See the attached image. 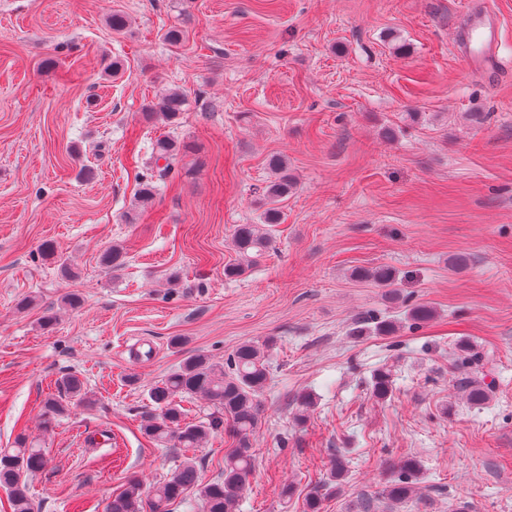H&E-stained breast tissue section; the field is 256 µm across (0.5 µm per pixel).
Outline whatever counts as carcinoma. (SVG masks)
<instances>
[{
    "instance_id": "obj_1",
    "label": "carcinoma",
    "mask_w": 512,
    "mask_h": 512,
    "mask_svg": "<svg viewBox=\"0 0 512 512\" xmlns=\"http://www.w3.org/2000/svg\"><path fill=\"white\" fill-rule=\"evenodd\" d=\"M186 99L177 90H168L149 106L150 115L166 123L174 122L183 111ZM155 161H164L158 168L159 178L172 173L177 164L180 145L169 137L157 139L152 146ZM274 178L263 190L266 208L260 224H238L233 234L234 250L240 262L224 269L228 277H240L253 263V257L268 250L272 244L271 225L280 222V203L295 187L288 174L284 157L268 159ZM354 277L379 286H395L393 271L384 266L354 272ZM269 343L244 342L230 354L226 363L213 361L204 354H191L182 359L176 370L155 381L148 395L153 412L144 419L143 430L155 441L172 444L174 448L201 447L213 434L228 431L236 445L224 457V473L211 483L203 484L194 459L186 458L160 482L150 498H144L141 482L134 476L127 479L125 489L112 497L106 512H171V505L198 496L202 512H238L249 475L252 473L256 450L251 436L261 419L262 398L271 378L267 358ZM394 381L386 370L377 369L372 375V394L385 400L393 393ZM462 398L473 407H480L490 399L491 384L486 377L473 376L458 387ZM187 398H199L207 404L210 413L201 421L186 419L181 403ZM91 405L83 380L72 372L58 380V394L44 403L42 429L52 431L57 418L71 405ZM48 465L44 449L24 437L15 447L0 450V487L9 491L14 512H34L27 495V481L34 473ZM402 473L384 489L385 498L394 506L402 507L417 497L415 480L420 464L407 459Z\"/></svg>"
}]
</instances>
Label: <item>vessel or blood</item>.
<instances>
[{"instance_id": "vessel-or-blood-1", "label": "vessel or blood", "mask_w": 512, "mask_h": 512, "mask_svg": "<svg viewBox=\"0 0 512 512\" xmlns=\"http://www.w3.org/2000/svg\"><path fill=\"white\" fill-rule=\"evenodd\" d=\"M453 41L467 72L491 76L502 70V25L483 0H473L462 15Z\"/></svg>"}]
</instances>
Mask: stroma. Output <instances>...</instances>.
I'll use <instances>...</instances> for the list:
<instances>
[{
  "instance_id": "stroma-1",
  "label": "stroma",
  "mask_w": 512,
  "mask_h": 512,
  "mask_svg": "<svg viewBox=\"0 0 512 512\" xmlns=\"http://www.w3.org/2000/svg\"><path fill=\"white\" fill-rule=\"evenodd\" d=\"M469 2L0 0V448H44L35 512H105L129 475L147 491L169 476L185 453L144 435L149 387L186 353L223 362L247 341L269 343L271 380L239 512H304L336 457L322 512H363L406 458L430 503L399 512H512V0H490L495 79L453 51ZM166 89L187 99L172 125L145 114ZM162 136L181 161L142 203ZM273 154L297 189L271 248L226 277ZM115 244L116 272L101 263ZM376 266L395 287L352 276ZM419 303L432 320L408 318ZM364 321L396 329L353 336ZM478 354L493 397L471 407L456 382ZM379 368L395 380L383 402ZM67 372L92 404L43 433ZM234 445L221 432L193 450L202 482Z\"/></svg>"
}]
</instances>
